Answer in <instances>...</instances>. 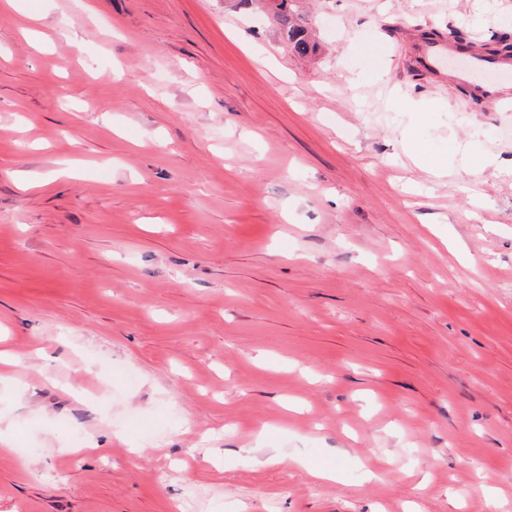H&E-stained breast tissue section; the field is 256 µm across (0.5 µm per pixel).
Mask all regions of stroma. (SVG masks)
Segmentation results:
<instances>
[{
	"label": "stroma",
	"instance_id": "35a3bbf8",
	"mask_svg": "<svg viewBox=\"0 0 512 512\" xmlns=\"http://www.w3.org/2000/svg\"><path fill=\"white\" fill-rule=\"evenodd\" d=\"M293 5L0 11V512H512V0ZM276 1L273 10V18L281 26V34L293 50L301 56L313 55L316 53V45L308 39L305 29L299 25L292 10V0H268ZM420 63L428 68H434L445 57L448 59L457 55V50L451 44L442 41H425L415 48ZM468 70L460 74L459 79L472 87L482 98L502 104L507 101L505 92L511 90L503 84L507 81L504 75L512 70V64H506L499 58L485 53H473L467 58ZM474 74H483L482 79L474 78Z\"/></svg>",
	"mask_w": 512,
	"mask_h": 512
}]
</instances>
